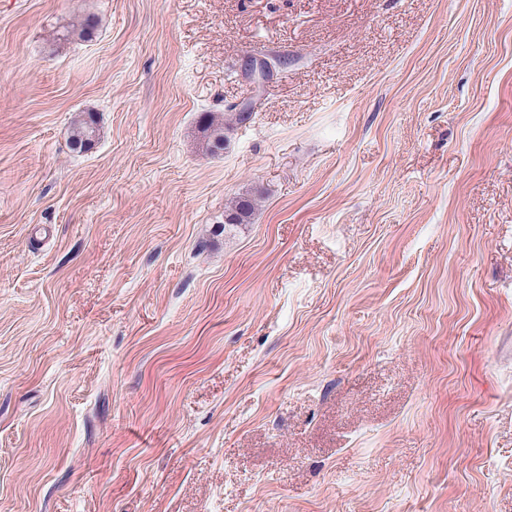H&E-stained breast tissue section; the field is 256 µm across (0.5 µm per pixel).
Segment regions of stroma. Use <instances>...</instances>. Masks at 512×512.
Here are the masks:
<instances>
[{"label": "stroma", "mask_w": 512, "mask_h": 512, "mask_svg": "<svg viewBox=\"0 0 512 512\" xmlns=\"http://www.w3.org/2000/svg\"><path fill=\"white\" fill-rule=\"evenodd\" d=\"M0 512H512V0H0ZM95 120L92 114L83 118L80 116L75 122L73 132L70 137V148L72 151L85 152L89 150L96 137ZM229 122L224 124V116H215L214 114H206L202 118V131L206 138L207 149L211 153L223 151L224 149V130L230 127ZM225 125V126H224ZM254 206L252 201L246 197H240L235 204L224 212V231L227 227H238L248 224L253 214Z\"/></svg>", "instance_id": "1"}]
</instances>
